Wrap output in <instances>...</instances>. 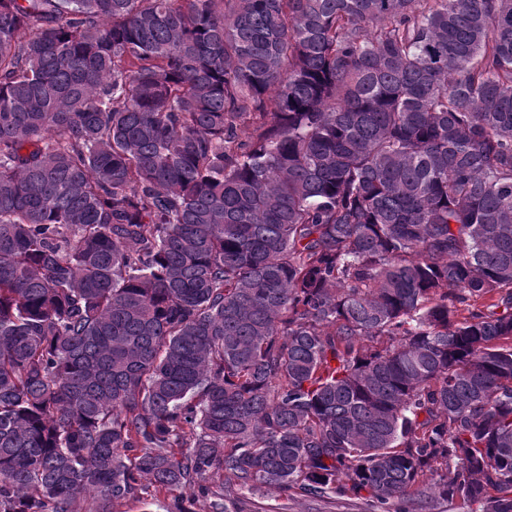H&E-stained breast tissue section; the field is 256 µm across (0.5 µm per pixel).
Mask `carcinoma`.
Returning <instances> with one entry per match:
<instances>
[{"label": "carcinoma", "mask_w": 512, "mask_h": 512, "mask_svg": "<svg viewBox=\"0 0 512 512\" xmlns=\"http://www.w3.org/2000/svg\"><path fill=\"white\" fill-rule=\"evenodd\" d=\"M146 479L512 512V0H0V512Z\"/></svg>", "instance_id": "cac0c4a2"}]
</instances>
